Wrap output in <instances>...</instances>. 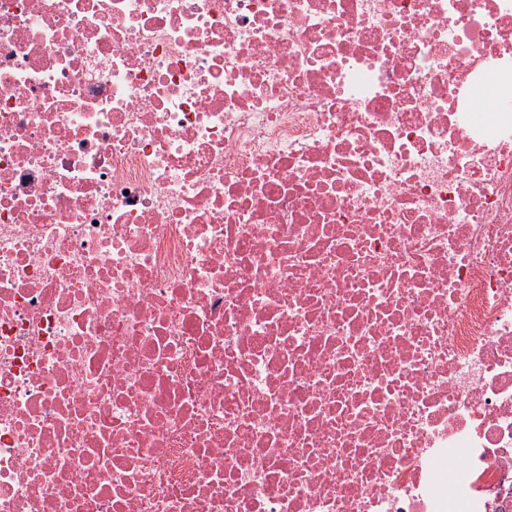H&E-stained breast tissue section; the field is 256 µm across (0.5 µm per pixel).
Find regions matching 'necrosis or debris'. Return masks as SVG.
Segmentation results:
<instances>
[{
  "mask_svg": "<svg viewBox=\"0 0 512 512\" xmlns=\"http://www.w3.org/2000/svg\"><path fill=\"white\" fill-rule=\"evenodd\" d=\"M512 0H0V512H512Z\"/></svg>",
  "mask_w": 512,
  "mask_h": 512,
  "instance_id": "necrosis-or-debris-1",
  "label": "necrosis or debris"
}]
</instances>
